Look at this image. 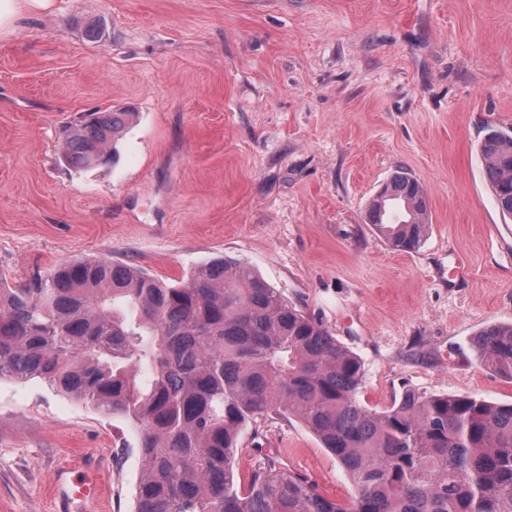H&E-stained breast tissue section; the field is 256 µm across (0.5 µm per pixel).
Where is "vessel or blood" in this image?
I'll return each instance as SVG.
<instances>
[{"mask_svg":"<svg viewBox=\"0 0 512 512\" xmlns=\"http://www.w3.org/2000/svg\"><path fill=\"white\" fill-rule=\"evenodd\" d=\"M54 488L63 512H87L89 504L103 498V470L92 460L77 468L59 469L54 476Z\"/></svg>","mask_w":512,"mask_h":512,"instance_id":"b4317fda","label":"vessel or blood"}]
</instances>
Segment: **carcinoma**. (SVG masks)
I'll return each instance as SVG.
<instances>
[{"mask_svg": "<svg viewBox=\"0 0 512 512\" xmlns=\"http://www.w3.org/2000/svg\"><path fill=\"white\" fill-rule=\"evenodd\" d=\"M62 129L76 168L113 156L132 112ZM485 178L512 217V132L486 128ZM427 195L397 170L368 220L393 249L420 247ZM480 364L512 378V324L474 340ZM148 368L149 378L141 377ZM124 417L139 433L134 512H512V403L404 392L361 404L358 355L248 264L216 257L176 283L78 259L0 285V377ZM270 413L303 423L355 489L345 505L268 458L239 473L243 428Z\"/></svg>", "mask_w": 512, "mask_h": 512, "instance_id": "cac0c4a2", "label": "carcinoma"}]
</instances>
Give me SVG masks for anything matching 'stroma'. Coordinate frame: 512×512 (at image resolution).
I'll use <instances>...</instances> for the list:
<instances>
[{"instance_id": "1", "label": "stroma", "mask_w": 512, "mask_h": 512, "mask_svg": "<svg viewBox=\"0 0 512 512\" xmlns=\"http://www.w3.org/2000/svg\"><path fill=\"white\" fill-rule=\"evenodd\" d=\"M101 25L89 39L87 24ZM136 113L108 165L61 158L62 125ZM512 130V0H50L0 36V272L80 257L181 279L247 263L363 363L359 401L403 392L512 402L472 344L512 323V217L484 178ZM430 228L391 249L366 213L398 169ZM469 275L453 283L455 257ZM242 468L286 459L332 499L355 490L297 420L241 437ZM99 456L132 512L137 435L38 379H0V512H59L53 472Z\"/></svg>"}]
</instances>
